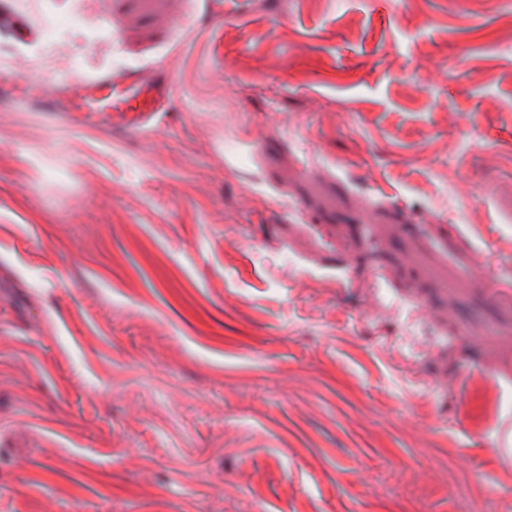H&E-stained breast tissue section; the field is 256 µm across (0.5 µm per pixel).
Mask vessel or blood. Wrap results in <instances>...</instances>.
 I'll list each match as a JSON object with an SVG mask.
<instances>
[{"label": "vessel or blood", "mask_w": 512, "mask_h": 512, "mask_svg": "<svg viewBox=\"0 0 512 512\" xmlns=\"http://www.w3.org/2000/svg\"><path fill=\"white\" fill-rule=\"evenodd\" d=\"M73 93L83 111L110 108L131 129L149 123L156 113L164 111L171 95L167 82L150 79L138 71L76 78Z\"/></svg>", "instance_id": "vessel-or-blood-1"}]
</instances>
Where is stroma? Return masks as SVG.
<instances>
[{
  "label": "stroma",
  "mask_w": 512,
  "mask_h": 512,
  "mask_svg": "<svg viewBox=\"0 0 512 512\" xmlns=\"http://www.w3.org/2000/svg\"><path fill=\"white\" fill-rule=\"evenodd\" d=\"M5 2L0 512H512V0ZM72 98L84 112L110 108L118 112L122 123L135 129L149 123L170 102L168 82L146 77L138 71L106 72L93 78L77 77ZM103 97H110L103 100Z\"/></svg>",
  "instance_id": "35a3bbf8"
}]
</instances>
